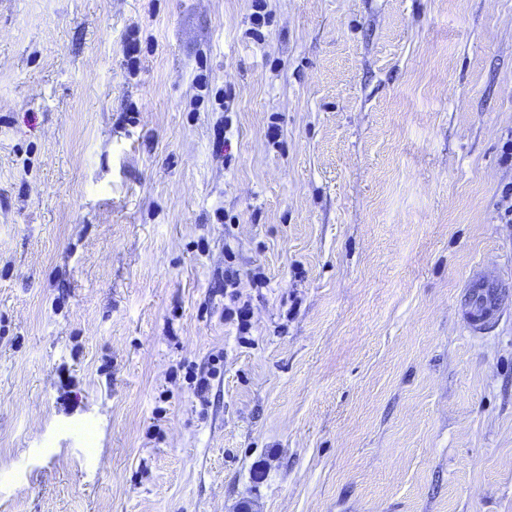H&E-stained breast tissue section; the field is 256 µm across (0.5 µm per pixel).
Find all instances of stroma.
<instances>
[{
    "label": "stroma",
    "mask_w": 512,
    "mask_h": 512,
    "mask_svg": "<svg viewBox=\"0 0 512 512\" xmlns=\"http://www.w3.org/2000/svg\"><path fill=\"white\" fill-rule=\"evenodd\" d=\"M267 12L0 0V512H512V0ZM469 288L472 295V304L469 311L470 325L474 329H477L490 318L497 309L494 298V289L497 287L494 281L481 276L472 281Z\"/></svg>",
    "instance_id": "stroma-1"
}]
</instances>
